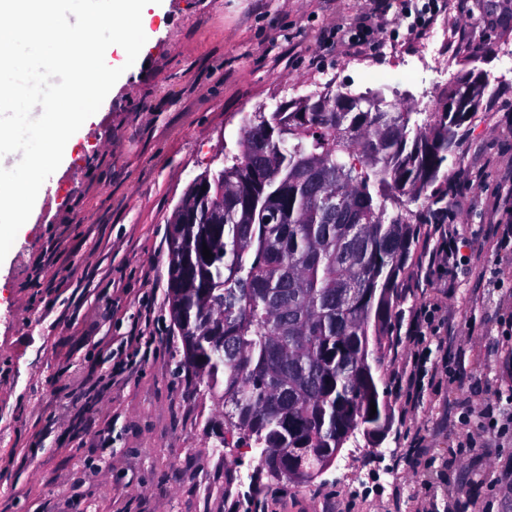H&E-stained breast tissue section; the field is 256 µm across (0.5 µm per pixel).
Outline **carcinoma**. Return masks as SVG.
Listing matches in <instances>:
<instances>
[{
	"mask_svg": "<svg viewBox=\"0 0 512 512\" xmlns=\"http://www.w3.org/2000/svg\"><path fill=\"white\" fill-rule=\"evenodd\" d=\"M486 91L471 72L422 123L347 87L290 100L246 119L221 172L188 190L169 260L180 363L224 400V429L274 450L271 474L309 481L356 432L388 429L375 372L420 231L410 205L441 202Z\"/></svg>",
	"mask_w": 512,
	"mask_h": 512,
	"instance_id": "1",
	"label": "carcinoma"
}]
</instances>
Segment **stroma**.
Returning a JSON list of instances; mask_svg holds the SVG:
<instances>
[{
	"mask_svg": "<svg viewBox=\"0 0 512 512\" xmlns=\"http://www.w3.org/2000/svg\"><path fill=\"white\" fill-rule=\"evenodd\" d=\"M374 46L344 37L373 0H161L135 64L115 83L50 176L0 262V512H512V431L458 448L460 413L479 421L512 390V263L496 251L512 225V76L490 83L448 158L443 208L468 265L427 269L434 207L395 284L379 371L389 428L358 438L317 477L271 476L255 452L221 446L224 404L178 366L167 299L170 219L196 177L224 166L244 117L322 91L334 72L354 93L422 94L379 46L414 50L403 0H388ZM448 0L459 79L491 73L512 42V0ZM504 270L493 284L494 267ZM443 302L427 337L440 374L412 408L393 377L412 348L411 314ZM159 345L119 375L136 338ZM365 481H356L357 473Z\"/></svg>",
	"mask_w": 512,
	"mask_h": 512,
	"instance_id": "obj_1",
	"label": "stroma"
}]
</instances>
